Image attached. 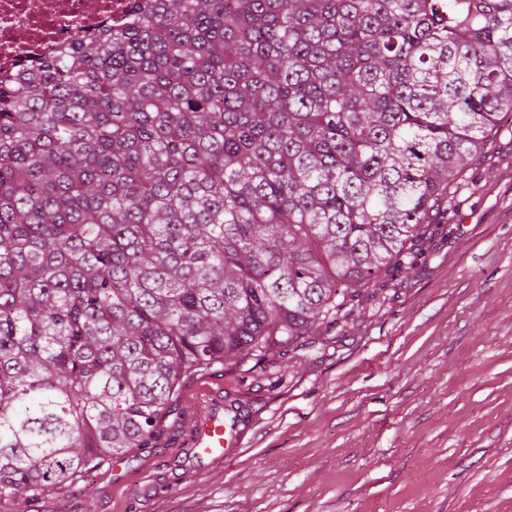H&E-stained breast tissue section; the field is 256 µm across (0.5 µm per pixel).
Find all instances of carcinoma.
Returning a JSON list of instances; mask_svg holds the SVG:
<instances>
[{
    "label": "carcinoma",
    "instance_id": "obj_1",
    "mask_svg": "<svg viewBox=\"0 0 512 512\" xmlns=\"http://www.w3.org/2000/svg\"><path fill=\"white\" fill-rule=\"evenodd\" d=\"M512 112V0H154L0 81V507L401 271Z\"/></svg>",
    "mask_w": 512,
    "mask_h": 512
}]
</instances>
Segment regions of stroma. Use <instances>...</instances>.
I'll use <instances>...</instances> for the list:
<instances>
[{"label": "stroma", "instance_id": "obj_1", "mask_svg": "<svg viewBox=\"0 0 512 512\" xmlns=\"http://www.w3.org/2000/svg\"><path fill=\"white\" fill-rule=\"evenodd\" d=\"M416 251L288 357L190 375L152 448L37 512H512L511 115ZM214 403L221 463L190 446Z\"/></svg>", "mask_w": 512, "mask_h": 512}]
</instances>
